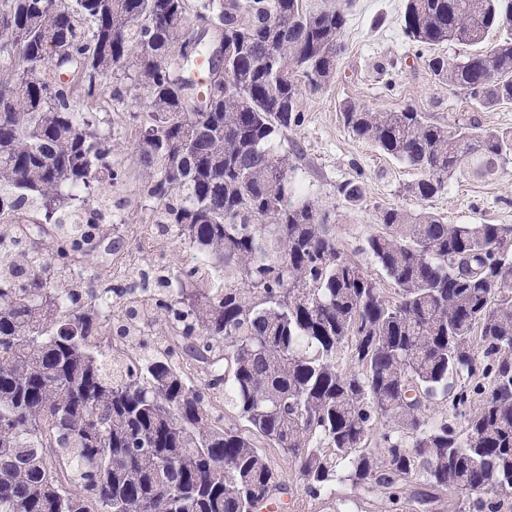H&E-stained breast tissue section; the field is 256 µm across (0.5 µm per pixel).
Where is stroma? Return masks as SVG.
Returning a JSON list of instances; mask_svg holds the SVG:
<instances>
[{
	"label": "stroma",
	"mask_w": 512,
	"mask_h": 512,
	"mask_svg": "<svg viewBox=\"0 0 512 512\" xmlns=\"http://www.w3.org/2000/svg\"><path fill=\"white\" fill-rule=\"evenodd\" d=\"M336 2L348 15L336 77L318 92H303L304 121L286 132L279 148L294 154L295 181L316 204L335 211L336 237L341 248L354 256L364 238L377 229V209H416L408 187L419 174L349 135L340 112L344 102L382 111L410 104L441 123L453 113L485 128L508 131L512 130V105L476 108L436 80L427 55L416 52L401 31L405 0ZM112 90V84H104L92 110L103 127L113 130V161L126 175L123 182L105 183L101 189L127 200L121 219L133 229L148 221L140 196L143 176L136 161L137 128L127 116L135 103L113 101ZM354 177L362 182L364 198L358 207L350 208L338 196L337 187ZM428 207L451 224H512V165L493 180L457 177ZM271 458L289 486L288 492L276 496L274 512H337L341 506L347 512H390L382 496L354 497L343 485L337 486L333 497L309 499L295 484L287 459L276 452Z\"/></svg>",
	"instance_id": "stroma-1"
}]
</instances>
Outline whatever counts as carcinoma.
Returning a JSON list of instances; mask_svg holds the SVG:
<instances>
[{
	"mask_svg": "<svg viewBox=\"0 0 512 512\" xmlns=\"http://www.w3.org/2000/svg\"><path fill=\"white\" fill-rule=\"evenodd\" d=\"M199 20L224 33L226 78ZM346 24L336 0H0V214L24 207L0 219V512H258L285 490L265 447L312 500L342 483L412 512H512V225L424 207L512 164V131L343 105L354 138L420 173L423 207L378 210L359 248L387 294L277 144ZM402 31L466 48L429 57L449 89L512 104V0H406ZM110 79L139 101L152 237L174 229L210 282L88 268L128 249L122 202L99 198L123 178L112 129L87 108ZM337 193L364 196L354 178Z\"/></svg>",
	"mask_w": 512,
	"mask_h": 512,
	"instance_id": "obj_1",
	"label": "carcinoma"
}]
</instances>
